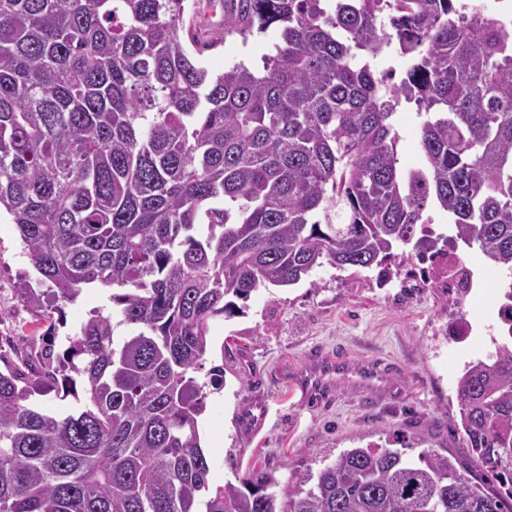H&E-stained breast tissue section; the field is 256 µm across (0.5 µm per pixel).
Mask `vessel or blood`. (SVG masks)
Here are the masks:
<instances>
[{
    "label": "vessel or blood",
    "mask_w": 512,
    "mask_h": 512,
    "mask_svg": "<svg viewBox=\"0 0 512 512\" xmlns=\"http://www.w3.org/2000/svg\"><path fill=\"white\" fill-rule=\"evenodd\" d=\"M351 379L359 388L372 397H379L381 371L374 365L351 363L344 354L331 355L315 350L307 367L297 373H283L282 378L289 397L298 398L300 403H315L327 406L333 402L334 377Z\"/></svg>",
    "instance_id": "obj_1"
}]
</instances>
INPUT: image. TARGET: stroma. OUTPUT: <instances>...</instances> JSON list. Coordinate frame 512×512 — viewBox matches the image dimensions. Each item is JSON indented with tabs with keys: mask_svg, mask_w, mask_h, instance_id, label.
<instances>
[{
	"mask_svg": "<svg viewBox=\"0 0 512 512\" xmlns=\"http://www.w3.org/2000/svg\"><path fill=\"white\" fill-rule=\"evenodd\" d=\"M182 38L187 46L203 42L197 58L210 73L234 63L261 64L277 31L241 41L224 36L222 0H186ZM399 164L419 166V120L414 105L398 115ZM466 265L476 268L482 286L476 297L449 301L434 287L431 261L408 259L399 273L382 276L378 269L337 271L325 266L289 287L252 293L245 315L216 319L210 328L212 353L207 367L223 365L224 387L209 394L201 424L218 438L206 455L211 481L221 485L259 469L273 470L283 483L303 472L318 473L345 449L430 448L461 455V433L449 422L458 416L457 380L465 366L494 348L500 336L495 271L477 248L448 242ZM37 279L14 224L0 219V357L15 361V351L43 349L53 341L63 351L92 311L110 313V289L82 290L61 310L39 314L18 296L20 276ZM473 325L468 338L455 336L457 320ZM315 347L344 348L357 358L384 360L392 369V397L367 409L345 383L325 408L296 405L278 383V365L302 364Z\"/></svg>",
	"mask_w": 512,
	"mask_h": 512,
	"instance_id": "1",
	"label": "stroma"
}]
</instances>
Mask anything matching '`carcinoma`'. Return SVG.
Instances as JSON below:
<instances>
[{
	"mask_svg": "<svg viewBox=\"0 0 512 512\" xmlns=\"http://www.w3.org/2000/svg\"><path fill=\"white\" fill-rule=\"evenodd\" d=\"M186 0H0V210L40 281L34 310L110 296L31 376L0 372V512H512V19L459 0H224V37L279 32L256 70L210 74L180 36ZM395 51L403 76L373 62ZM417 106L422 166H398ZM447 214L504 275L502 339L457 381L471 467L350 448L291 484L212 485L198 418L224 367L213 320L317 268L381 267ZM90 402L50 416L37 389Z\"/></svg>",
	"mask_w": 512,
	"mask_h": 512,
	"instance_id": "1",
	"label": "carcinoma"
}]
</instances>
